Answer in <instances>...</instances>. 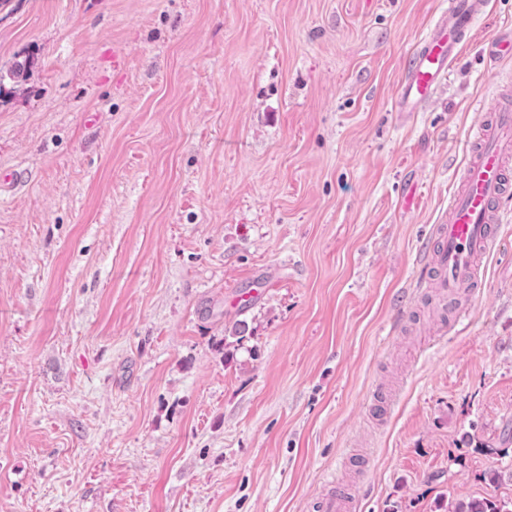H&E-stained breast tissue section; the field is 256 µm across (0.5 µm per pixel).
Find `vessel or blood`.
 <instances>
[{
	"mask_svg": "<svg viewBox=\"0 0 512 512\" xmlns=\"http://www.w3.org/2000/svg\"><path fill=\"white\" fill-rule=\"evenodd\" d=\"M488 5L489 0H448L447 12L409 60L397 95L400 111H416L430 100ZM483 110L473 135V157L436 227V247L428 260L437 273V287L452 296L479 286L478 261L499 239L498 204L512 195V171L507 168L512 160V98H489Z\"/></svg>",
	"mask_w": 512,
	"mask_h": 512,
	"instance_id": "b4317fda",
	"label": "vessel or blood"
}]
</instances>
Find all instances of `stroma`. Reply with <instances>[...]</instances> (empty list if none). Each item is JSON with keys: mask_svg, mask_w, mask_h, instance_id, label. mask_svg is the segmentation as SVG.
Returning a JSON list of instances; mask_svg holds the SVG:
<instances>
[{"mask_svg": "<svg viewBox=\"0 0 512 512\" xmlns=\"http://www.w3.org/2000/svg\"><path fill=\"white\" fill-rule=\"evenodd\" d=\"M11 0L0 69V512H448L512 497V201L463 323L420 275L485 100L490 0ZM249 334L225 344L233 325ZM480 447L465 445L464 433ZM507 456H500V449ZM488 0H449L445 12L412 54L397 101L399 111L415 112L432 97L440 80L450 73L475 20L484 15ZM32 64L33 61L26 56L17 60L9 71L4 73L0 70V103L5 96L14 93L16 87L26 80ZM448 512H512V499L468 498L451 502Z\"/></svg>", "mask_w": 512, "mask_h": 512, "instance_id": "35a3bbf8", "label": "stroma"}]
</instances>
